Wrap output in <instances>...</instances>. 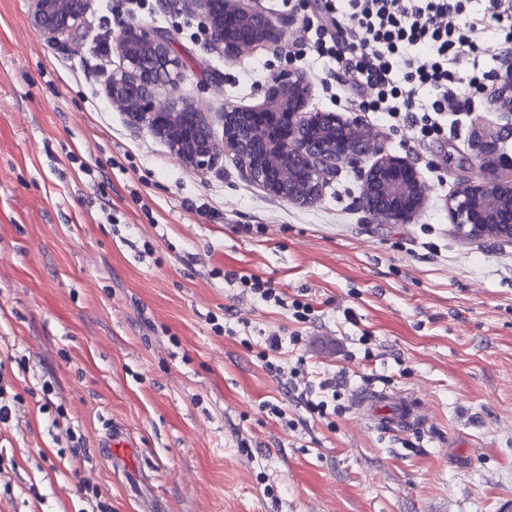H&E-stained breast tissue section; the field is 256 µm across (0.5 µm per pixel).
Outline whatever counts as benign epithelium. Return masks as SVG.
Here are the masks:
<instances>
[{
	"instance_id": "obj_1",
	"label": "benign epithelium",
	"mask_w": 512,
	"mask_h": 512,
	"mask_svg": "<svg viewBox=\"0 0 512 512\" xmlns=\"http://www.w3.org/2000/svg\"><path fill=\"white\" fill-rule=\"evenodd\" d=\"M92 0H29V21L51 43L79 29ZM208 31L210 45L233 58L247 49L287 41L289 22H276L257 0H188ZM117 50L123 67L106 80L108 95L166 141L172 156L196 172L230 156L242 174L270 195L295 206L318 202L340 170L360 173L359 209L375 222L411 224L430 186L406 156L374 139L358 116L308 110L313 85L296 68L279 71L258 89L252 106L226 105L223 137L214 135L208 110L177 95L182 62L172 35L135 18L121 23ZM499 88L512 98V60L500 67ZM170 97L156 102V89ZM476 173L448 195V218L472 239L512 244V166L489 145L476 157Z\"/></svg>"
}]
</instances>
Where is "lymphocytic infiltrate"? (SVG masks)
Wrapping results in <instances>:
<instances>
[{"label": "lymphocytic infiltrate", "mask_w": 512, "mask_h": 512, "mask_svg": "<svg viewBox=\"0 0 512 512\" xmlns=\"http://www.w3.org/2000/svg\"><path fill=\"white\" fill-rule=\"evenodd\" d=\"M321 22L314 47L335 60L338 69L355 74L360 95L354 107L377 115L379 126L416 129L418 139L445 132L443 117L458 109V86L481 89L482 76L462 78L460 58L481 53L473 34L486 26L495 46H512V0H320ZM228 285L270 307L288 311L300 323L310 322L311 301L287 299L285 293L256 275L228 272ZM301 336L273 333L259 343L257 353L267 371L283 383L307 410L328 418L345 410L341 384L328 377L308 381L305 358L294 366L283 363L285 344L299 345Z\"/></svg>", "instance_id": "obj_1"}]
</instances>
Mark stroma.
Masks as SVG:
<instances>
[{"label": "stroma", "mask_w": 512, "mask_h": 512, "mask_svg": "<svg viewBox=\"0 0 512 512\" xmlns=\"http://www.w3.org/2000/svg\"><path fill=\"white\" fill-rule=\"evenodd\" d=\"M123 3L93 0L51 44L29 0H0V512H83V476L111 512H140L127 480L144 473L167 512H512V244L466 238L445 207L478 135L505 123L495 86L451 136L373 127L433 188L414 223L369 222L346 168L293 206L231 160L183 166L106 95ZM137 18L173 34L180 95L214 111L256 104L290 64L315 86L310 108L349 109L347 73L324 89L336 64L311 34L228 59L184 6L145 0ZM230 270L306 295L313 322L237 298ZM273 332L302 336L287 358L312 381L343 373L344 414L286 396L246 346ZM372 388L413 392L424 423L366 424L354 398ZM111 422L139 444L131 475L97 448Z\"/></svg>", "instance_id": "obj_1"}]
</instances>
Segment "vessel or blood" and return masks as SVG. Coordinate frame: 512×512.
<instances>
[{
	"label": "vessel or blood",
	"instance_id": "1",
	"mask_svg": "<svg viewBox=\"0 0 512 512\" xmlns=\"http://www.w3.org/2000/svg\"><path fill=\"white\" fill-rule=\"evenodd\" d=\"M356 409L364 420L389 431L416 428L423 421L419 405L407 392L364 391L356 399ZM100 446L112 469L118 472L126 469L137 451L126 430L113 424L106 425Z\"/></svg>",
	"mask_w": 512,
	"mask_h": 512
}]
</instances>
